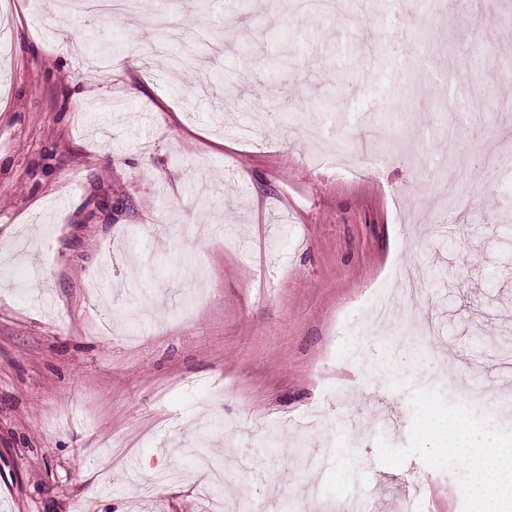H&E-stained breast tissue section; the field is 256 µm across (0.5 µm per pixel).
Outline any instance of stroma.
<instances>
[{
	"label": "stroma",
	"instance_id": "stroma-1",
	"mask_svg": "<svg viewBox=\"0 0 512 512\" xmlns=\"http://www.w3.org/2000/svg\"><path fill=\"white\" fill-rule=\"evenodd\" d=\"M61 2L0 0V512H204L213 468L250 512L304 483L306 512H398L408 485L473 512L422 426L503 395L512 166L469 157L512 151V5ZM403 265L426 291L376 326ZM419 314L442 335L415 351ZM466 413L470 447H512V420ZM170 468L192 476L141 494Z\"/></svg>",
	"mask_w": 512,
	"mask_h": 512
}]
</instances>
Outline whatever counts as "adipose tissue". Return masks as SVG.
Listing matches in <instances>:
<instances>
[{"instance_id": "ef3b65f1", "label": "adipose tissue", "mask_w": 512, "mask_h": 512, "mask_svg": "<svg viewBox=\"0 0 512 512\" xmlns=\"http://www.w3.org/2000/svg\"><path fill=\"white\" fill-rule=\"evenodd\" d=\"M424 432L430 439L446 435V449L473 473L471 496L475 512H501L505 494H512V448L491 445L472 448L466 442L468 425L459 415L438 416L427 409Z\"/></svg>"}]
</instances>
